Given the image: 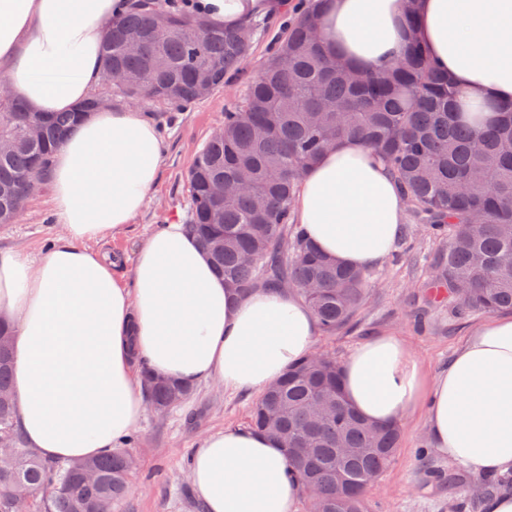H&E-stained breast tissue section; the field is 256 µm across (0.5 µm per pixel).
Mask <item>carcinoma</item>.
I'll return each mask as SVG.
<instances>
[{
    "instance_id": "carcinoma-1",
    "label": "carcinoma",
    "mask_w": 512,
    "mask_h": 512,
    "mask_svg": "<svg viewBox=\"0 0 512 512\" xmlns=\"http://www.w3.org/2000/svg\"><path fill=\"white\" fill-rule=\"evenodd\" d=\"M327 0L283 25L243 98L224 109V124L186 172L188 231L224 282L246 294L260 282L288 286L311 307L325 336L349 327L367 290L364 269L335 262L307 238L294 202L305 170L334 142L359 138L375 150L431 234L448 238L433 267L439 287L462 313L512 311V104L479 128V113L455 112L459 90L414 41L403 56L360 73L327 51L317 17ZM263 32L255 21L227 30L135 0L106 23L104 71L124 74L112 92L125 100L158 99L180 111L240 75ZM82 112H28L0 98V224L20 216L28 182L45 185L50 159ZM11 350L0 352V393H12ZM154 405H180L192 387L147 378ZM252 429L287 449L289 474L313 489L327 512H365L369 481L391 461L400 427L357 414L341 385L339 362L313 357L293 365L253 403ZM13 403L0 404V436L16 441ZM134 460L116 450L77 461H50L28 448L0 455V512L20 480L35 512H112L126 495Z\"/></svg>"
}]
</instances>
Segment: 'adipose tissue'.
<instances>
[{
	"mask_svg": "<svg viewBox=\"0 0 512 512\" xmlns=\"http://www.w3.org/2000/svg\"><path fill=\"white\" fill-rule=\"evenodd\" d=\"M128 0H0V83L34 112H61L104 80L105 25ZM280 0H191L209 24L234 29ZM331 0L321 33L355 66L395 60L409 41L466 103L512 101V0ZM163 156L155 124L133 108L91 113L55 154L53 207L62 233L40 254L0 251V318L15 328L14 409L40 456L96 457L129 438L146 410L144 377L262 392L310 354L318 321L281 287L246 295L218 277L184 225L146 237L130 284L99 250L132 223ZM406 200L375 152L345 139L300 183L295 212L327 257L381 264L400 240ZM343 392L370 422L423 412L434 452L475 477L512 471V315L471 330L447 368L428 374L404 340L384 335L343 362ZM190 478L206 512H297L285 449L244 427L204 437Z\"/></svg>",
	"mask_w": 512,
	"mask_h": 512,
	"instance_id": "ef3b65f1",
	"label": "adipose tissue"
}]
</instances>
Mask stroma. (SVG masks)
Wrapping results in <instances>:
<instances>
[{
	"instance_id": "35a3bbf8",
	"label": "stroma",
	"mask_w": 512,
	"mask_h": 512,
	"mask_svg": "<svg viewBox=\"0 0 512 512\" xmlns=\"http://www.w3.org/2000/svg\"><path fill=\"white\" fill-rule=\"evenodd\" d=\"M244 82L225 84L189 111L146 101L139 109L157 126L164 156L158 182L144 210L132 224L102 245L114 261L113 274L122 283L132 277L133 261L147 234L162 224L183 223L189 192L185 173L196 152L224 122V109L240 100ZM61 233L50 188L28 201L14 224H0V251H43ZM448 249L413 212H406L404 238L396 256L370 268L365 301L351 328L318 336V351L344 359L369 338L401 336L428 373L446 368L456 348L477 325L481 313H458L451 298L434 294L431 259ZM256 399L252 393H230L217 383L196 386L181 406L167 412L147 410L125 450L135 461L125 500L116 512H204L189 475L194 448L209 433L244 425ZM462 465L438 457L427 440L423 416L401 425L400 446L379 478L365 492L366 512H482L466 501L457 482Z\"/></svg>"
}]
</instances>
